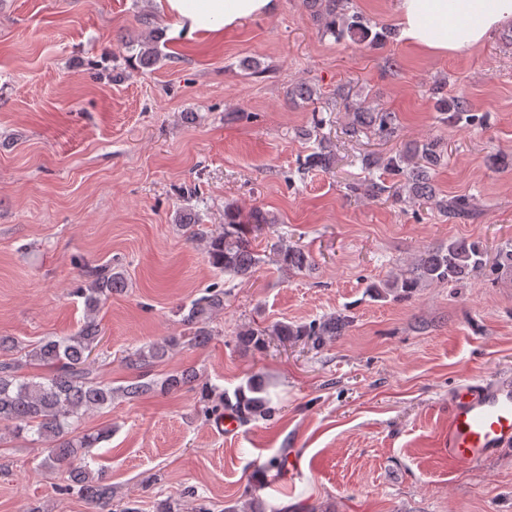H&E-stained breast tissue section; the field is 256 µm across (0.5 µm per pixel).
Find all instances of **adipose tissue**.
Returning <instances> with one entry per match:
<instances>
[{"instance_id":"1","label":"adipose tissue","mask_w":512,"mask_h":512,"mask_svg":"<svg viewBox=\"0 0 512 512\" xmlns=\"http://www.w3.org/2000/svg\"><path fill=\"white\" fill-rule=\"evenodd\" d=\"M175 35L221 37L244 21L272 13L276 0H155ZM400 39L433 56L472 51L512 24V0H394Z\"/></svg>"}]
</instances>
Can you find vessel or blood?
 <instances>
[{"label":"vessel or blood","mask_w":512,"mask_h":512,"mask_svg":"<svg viewBox=\"0 0 512 512\" xmlns=\"http://www.w3.org/2000/svg\"><path fill=\"white\" fill-rule=\"evenodd\" d=\"M449 461L476 466L512 448V385L468 379L448 395Z\"/></svg>","instance_id":"b4317fda"}]
</instances>
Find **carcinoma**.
<instances>
[{"label":"carcinoma","mask_w":512,"mask_h":512,"mask_svg":"<svg viewBox=\"0 0 512 512\" xmlns=\"http://www.w3.org/2000/svg\"><path fill=\"white\" fill-rule=\"evenodd\" d=\"M350 0H303L319 31L336 39L350 38L364 41L371 35L363 17L349 10ZM128 49L139 48L140 65L150 66L162 58L158 49L156 31L150 30L140 38L125 43ZM437 111L448 116V121L481 125L484 116L470 111L463 96L448 97L443 86L432 88ZM293 101L312 102L318 96L316 87L304 81L294 83L288 91ZM336 98L342 101L346 112L345 134L357 138L372 132L384 140L398 136L397 115L387 110L374 109L356 100L350 90L341 85L336 88ZM446 151L435 140H412L404 143L394 156L383 157L376 153L360 156L361 169L366 176L348 185L355 197L377 198L390 191V187L375 180L374 172L383 169L399 177L403 194L395 195L399 202H430L450 218L461 219L477 211L473 198L466 195L440 198L433 185L432 172L441 166ZM303 168L329 171L336 168V153L330 139L321 136L317 147L303 162ZM261 227L276 223L275 216L254 209L247 222L241 221V212L233 204L224 206V227L212 230L201 224H186L189 238L202 248L216 268L233 276L247 278L260 262L248 238L245 224ZM276 262L290 272H302L311 266L309 254L300 246L281 238L272 244ZM509 275L512 277V244L498 248L493 258H488L486 248L478 241L465 239L448 242V246L428 250L416 256L406 271L395 273L388 279L371 283L366 287L370 297L377 300L408 299L419 289L431 286L461 285L476 276ZM123 273L111 269H95L89 274L85 287L78 289L86 311L83 322L70 336L48 338L37 346L22 351L9 336L0 337V352L15 353L11 358L0 359V425L13 437L29 434L44 442L49 451L45 463L49 467L65 468L69 479L65 491L75 493L95 506L112 500V484L106 471L93 470L86 461L88 449L107 440L110 429L94 433H76V424L84 417L112 405L113 395L118 393L128 400H136L156 390L177 392L198 381V374L186 368L167 375L157 383L140 374L128 385L113 390L112 385L99 376L92 358L93 348L102 338L97 322L100 309L112 297V293L124 288ZM224 312V289L211 288L194 300L188 311L182 314L183 325L188 333L183 336H163L127 355L131 366H149L162 363L185 345L203 346L212 336L211 323ZM352 320L337 312L304 323L276 322L259 329L244 326L238 332L239 342L246 348L261 349L265 337L302 340L313 350H320L328 343L345 335ZM27 365L49 369L44 376L26 375ZM272 399L269 386L260 374L251 376L233 394H224L223 401L214 404L208 414L221 417L223 411L232 410L239 417L250 419L266 417L271 412Z\"/></svg>","instance_id":"1"}]
</instances>
